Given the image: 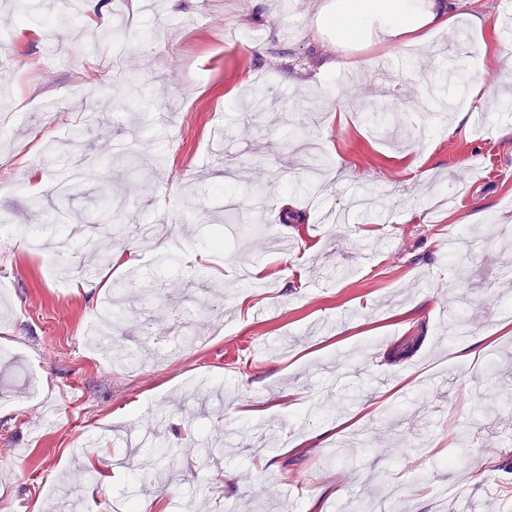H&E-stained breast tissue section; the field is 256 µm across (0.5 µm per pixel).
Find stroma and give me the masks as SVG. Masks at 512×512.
<instances>
[{
    "instance_id": "stroma-1",
    "label": "stroma",
    "mask_w": 512,
    "mask_h": 512,
    "mask_svg": "<svg viewBox=\"0 0 512 512\" xmlns=\"http://www.w3.org/2000/svg\"><path fill=\"white\" fill-rule=\"evenodd\" d=\"M35 11L0 0V512H51L76 486L88 512H336L359 497L512 512V243L497 232L512 225V107L498 84L467 98L482 72L512 71L495 22L512 0H460L454 50L445 32L416 48L372 27L337 51L290 0ZM119 17L140 32L126 50L104 36ZM260 89L276 122L248 105ZM130 140L146 165L119 156ZM79 164L69 196L31 208L37 177ZM142 224L186 251L142 249ZM65 225L79 240L46 274L27 239ZM106 234L137 250L135 273L101 262ZM99 279L123 297L115 339L135 364L85 342ZM477 336L471 362L459 349ZM133 430L180 469L142 448L149 480L117 466Z\"/></svg>"
}]
</instances>
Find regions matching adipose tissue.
Listing matches in <instances>:
<instances>
[{"label": "adipose tissue", "instance_id": "adipose-tissue-1", "mask_svg": "<svg viewBox=\"0 0 512 512\" xmlns=\"http://www.w3.org/2000/svg\"><path fill=\"white\" fill-rule=\"evenodd\" d=\"M317 16L333 21L344 41L356 39L371 19H380V36L388 43L424 42L451 29L456 19L455 0H337L320 6Z\"/></svg>", "mask_w": 512, "mask_h": 512}]
</instances>
